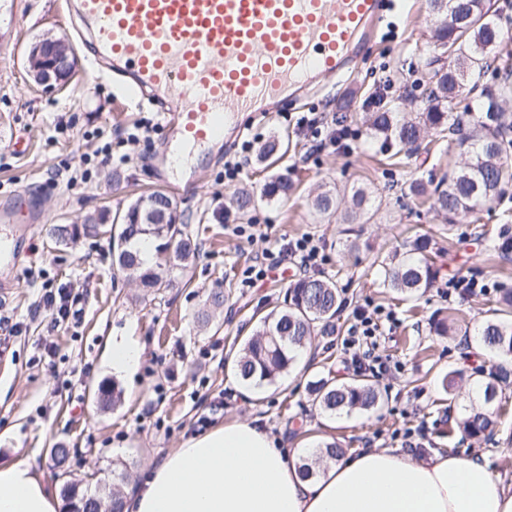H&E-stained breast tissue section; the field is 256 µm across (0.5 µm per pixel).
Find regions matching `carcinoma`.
<instances>
[{
  "label": "carcinoma",
  "instance_id": "cac0c4a2",
  "mask_svg": "<svg viewBox=\"0 0 512 512\" xmlns=\"http://www.w3.org/2000/svg\"><path fill=\"white\" fill-rule=\"evenodd\" d=\"M435 21L432 30L434 48L439 64L428 86L431 108L418 120L399 121L387 107L369 113L371 130L411 150L421 140L424 128L438 133L455 131L453 110L468 80L494 68L496 50L501 42V30L491 14L486 0H429ZM496 98L488 97L487 107L474 123L471 134L455 140L466 161L434 189L431 207L449 217L472 212L500 200L512 188V115L495 105ZM291 180L283 175L271 178L262 198L268 202L288 196ZM165 197L153 192L132 203L121 222L107 224L101 217L90 216L84 225L86 234L109 235L114 241L113 265L117 270L141 283L145 288H165L166 278L175 270L185 269L198 254V245L186 232L183 221L172 212L159 207L155 210L144 204L148 198ZM145 236L158 241L150 263L140 257L139 243ZM383 283L400 292L416 294L431 288L438 270L428 259L399 260L382 264ZM342 290L324 276L300 279L288 287V303L261 320L259 329L244 340L234 361V370L241 382L249 385L276 383L280 375L294 362L297 352L305 347L314 329L325 336L334 332L333 320L344 304ZM479 335L483 345L497 356L512 358V321H489ZM512 385V371L495 364L483 374L480 405L457 421L458 428L472 437L480 438L495 424V403L499 393ZM314 402L329 414L369 410L379 403V393L364 375L348 381L333 382L320 378L309 384ZM344 454L335 442L320 447L313 458L304 459L307 476L320 472L321 463ZM78 485L67 488L69 498L76 499L75 512H122V493L119 483L99 479L94 489L76 492Z\"/></svg>",
  "mask_w": 512,
  "mask_h": 512
}]
</instances>
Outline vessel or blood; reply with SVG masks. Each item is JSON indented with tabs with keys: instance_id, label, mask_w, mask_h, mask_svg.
<instances>
[{
	"instance_id": "obj_1",
	"label": "vessel or blood",
	"mask_w": 512,
	"mask_h": 512,
	"mask_svg": "<svg viewBox=\"0 0 512 512\" xmlns=\"http://www.w3.org/2000/svg\"><path fill=\"white\" fill-rule=\"evenodd\" d=\"M92 62L128 101L152 97L173 156L223 141L243 112H274L371 42L383 0H72ZM178 97H170L171 87ZM24 235L0 236L13 270Z\"/></svg>"
}]
</instances>
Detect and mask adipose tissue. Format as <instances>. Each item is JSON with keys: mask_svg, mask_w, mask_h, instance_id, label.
<instances>
[{"mask_svg": "<svg viewBox=\"0 0 512 512\" xmlns=\"http://www.w3.org/2000/svg\"><path fill=\"white\" fill-rule=\"evenodd\" d=\"M27 462L0 464V512H59ZM123 512H512V485L481 454L400 455L366 448L305 476L250 420L188 438L123 498Z\"/></svg>", "mask_w": 512, "mask_h": 512, "instance_id": "1", "label": "adipose tissue"}]
</instances>
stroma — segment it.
I'll return each mask as SVG.
<instances>
[{
  "label": "stroma",
  "instance_id": "1",
  "mask_svg": "<svg viewBox=\"0 0 512 512\" xmlns=\"http://www.w3.org/2000/svg\"><path fill=\"white\" fill-rule=\"evenodd\" d=\"M432 28L428 0H405L403 14L382 24L346 76L311 83L286 111L243 116L241 131L225 134L223 149L197 165L195 182H183L181 169H174L170 179L180 188L171 198L200 254L185 272L188 285L152 291L113 269L108 237L82 233L59 245L49 228L80 224L103 211L122 213L140 194L158 189L154 164L168 152L160 132L163 114L149 102L116 98L81 49L65 0H0V33L11 32L15 40L0 53V195H14L17 224L30 242L29 256L12 274L13 288L0 296V313L20 324L17 335L0 342L1 464L33 463L42 481L60 490L64 483L53 476L50 451L64 447L72 481L93 483L116 471L126 492L188 437L251 417L301 458L333 441L349 453L397 450L399 430L422 424L423 454L483 453L512 483V388L502 394L490 435L474 439L450 429L468 407L471 374L491 359L479 348L477 333L499 317L498 288L512 287V260L493 250L501 231L512 229V195L448 224L431 209L426 192L461 162L452 135L428 131L429 148L392 156L365 124L379 93L401 115L427 111ZM46 37L64 39L73 51L75 69L65 85L37 84L27 71L29 46ZM312 112L320 119V135L290 126V118ZM339 124L354 132L340 149L328 137ZM14 132L29 136L26 152L12 150ZM272 139L287 142L288 151L270 167L258 153ZM107 144L108 157L102 152ZM228 162L241 168L232 181L224 176ZM280 174L294 182V191L262 200L264 184ZM415 181L424 183L425 194L412 193ZM354 187L372 195L368 223H347L346 201L337 212H315L319 193ZM242 188L258 196L245 214L233 202ZM32 206L41 223H27ZM237 225L243 234L234 233ZM420 235L429 239L427 256L440 269L435 287L414 296L384 287L381 261L406 253ZM301 236L319 240L325 256L319 273L342 288L347 304L334 335L313 336L287 375L271 386L246 387L229 359L262 316L284 307L289 285L304 276L290 259L253 284L246 271L263 262L276 241ZM461 276L483 281L487 292L443 298L441 288ZM47 287L79 296L81 316L53 329L46 319L32 318L30 309ZM216 288L224 291V306L201 326L197 315ZM368 301L397 315L379 351L400 368L374 378L378 407L325 415L307 383L351 377L342 340L355 309ZM438 318L454 320L452 335L433 332ZM115 336L133 337L141 346L135 373L115 374L105 360V345ZM47 341L55 352L50 364L40 360ZM456 368L465 376L454 391H445L442 378ZM103 384L116 385V404L101 406Z\"/></svg>",
  "mask_w": 512,
  "mask_h": 512
}]
</instances>
